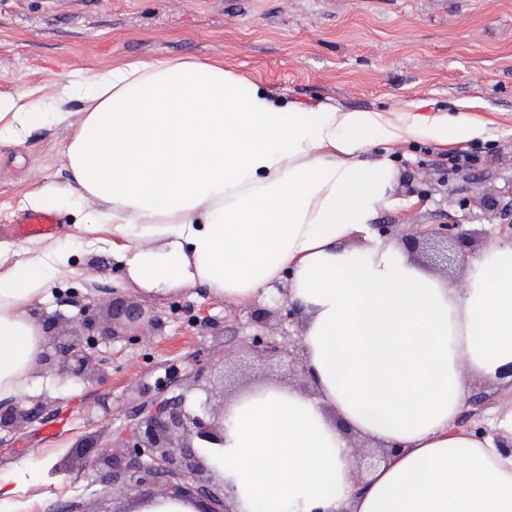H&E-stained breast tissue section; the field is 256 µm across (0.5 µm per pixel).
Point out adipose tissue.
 I'll return each instance as SVG.
<instances>
[{"label":"adipose tissue","mask_w":512,"mask_h":512,"mask_svg":"<svg viewBox=\"0 0 512 512\" xmlns=\"http://www.w3.org/2000/svg\"><path fill=\"white\" fill-rule=\"evenodd\" d=\"M87 104L65 150L112 255L148 293L201 286L247 304L281 280L306 314L312 393L268 383L224 405L208 456L235 512H512V452L457 423L468 377L512 364V247L450 288L378 239L401 211L371 146L482 137L445 112L303 107L217 62L133 61L66 88ZM44 261L0 272V400L35 384L47 337L29 305ZM388 449L360 475L348 434Z\"/></svg>","instance_id":"obj_1"}]
</instances>
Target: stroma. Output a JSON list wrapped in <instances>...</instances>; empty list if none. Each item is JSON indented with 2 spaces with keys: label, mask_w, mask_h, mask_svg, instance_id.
Here are the masks:
<instances>
[{
  "label": "stroma",
  "mask_w": 512,
  "mask_h": 512,
  "mask_svg": "<svg viewBox=\"0 0 512 512\" xmlns=\"http://www.w3.org/2000/svg\"><path fill=\"white\" fill-rule=\"evenodd\" d=\"M161 59L220 62L304 106L452 112L470 103V116L485 122L482 138L462 144L475 155L473 166L446 173L437 167L446 148L396 147V194L417 203L384 211L378 221L394 225L397 241L416 224L463 225L478 235L475 257L489 254L501 225L512 222V0H0V97L43 114L20 136L0 127V243L10 248L7 262L24 261L32 250L69 256L67 266L49 267L50 295L33 302L31 312L75 316L88 306L105 326L113 300L124 299L149 317L134 336L96 344L98 381L39 368V382L21 399L43 400L40 419L0 434V467L25 479L12 512H53L67 501L84 512H122L126 500L102 493L80 444L92 437L119 448L127 408L163 390L186 394L187 407L199 409L207 394L193 383L195 362L219 359L237 344L234 330L250 320L253 307L197 286L166 295L140 291L112 256L111 225L92 224L79 198L60 208L56 235L15 234L32 195L71 182L65 149L72 130L51 115L63 110L79 118L86 104L59 98L61 87L82 70ZM480 196L496 197L498 208L470 207ZM268 382L298 387L303 379L252 359L224 384L231 398ZM469 386L485 403L462 425L500 436L501 421L512 413V387L481 376L470 377ZM102 402L107 411L99 410Z\"/></svg>",
  "instance_id": "1"
}]
</instances>
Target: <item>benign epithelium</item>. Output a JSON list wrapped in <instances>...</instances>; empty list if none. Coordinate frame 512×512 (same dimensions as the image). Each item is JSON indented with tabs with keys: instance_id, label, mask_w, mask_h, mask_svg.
Wrapping results in <instances>:
<instances>
[{
	"instance_id": "obj_1",
	"label": "benign epithelium",
	"mask_w": 512,
	"mask_h": 512,
	"mask_svg": "<svg viewBox=\"0 0 512 512\" xmlns=\"http://www.w3.org/2000/svg\"><path fill=\"white\" fill-rule=\"evenodd\" d=\"M452 243L456 253L464 254L473 247L471 234L460 224L416 225L414 233L405 238L410 248L427 245L434 248ZM278 296L272 298L273 307L259 308L250 315L256 332L242 339V350L251 352L267 361L288 367L305 369L301 340L277 330L270 318L286 313L291 319L301 313L291 303L288 288L276 286ZM111 316L126 326H137L145 316L142 308L132 302H112ZM48 338L41 356L42 362L52 368L60 365L61 371L85 381L100 379V369L88 352L95 336L109 338L114 331L98 328L95 316L84 308L80 316L67 317L61 313L41 315ZM43 403L27 407L21 403L7 408L0 407V432L20 430L25 424L38 419ZM132 433L123 445L121 455L115 456L107 447H97L93 439L81 444L83 448L96 449L91 460L95 481L104 492L139 498H152L171 492L180 494L200 507V512H233L225 497L215 491V471L207 465L205 448L224 444V405L193 412L186 407V397L159 396L142 402L127 411Z\"/></svg>"
}]
</instances>
